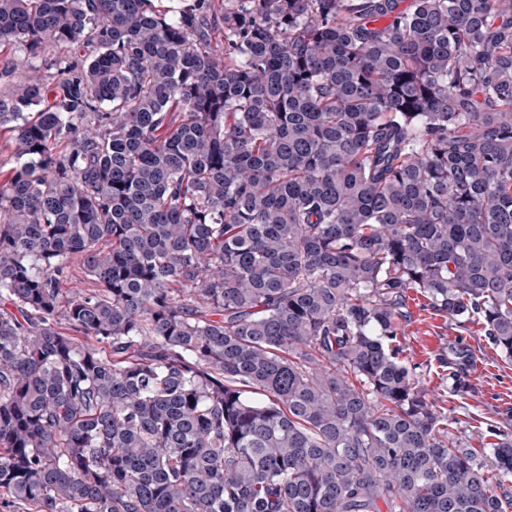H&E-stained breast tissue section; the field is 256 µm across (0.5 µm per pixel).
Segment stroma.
I'll return each mask as SVG.
<instances>
[{
    "instance_id": "obj_1",
    "label": "stroma",
    "mask_w": 512,
    "mask_h": 512,
    "mask_svg": "<svg viewBox=\"0 0 512 512\" xmlns=\"http://www.w3.org/2000/svg\"><path fill=\"white\" fill-rule=\"evenodd\" d=\"M410 315L399 343L428 398L448 411V430L463 441L477 458L491 463L493 433L504 419L512 418V360L485 336L480 325L456 323L435 314L425 297L406 294ZM468 344L482 369L468 388H460L454 365L459 344Z\"/></svg>"
}]
</instances>
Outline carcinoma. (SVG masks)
<instances>
[{
	"label": "carcinoma",
	"mask_w": 512,
	"mask_h": 512,
	"mask_svg": "<svg viewBox=\"0 0 512 512\" xmlns=\"http://www.w3.org/2000/svg\"><path fill=\"white\" fill-rule=\"evenodd\" d=\"M170 2L0 0V496L509 512L394 343L512 360V0Z\"/></svg>",
	"instance_id": "obj_1"
}]
</instances>
